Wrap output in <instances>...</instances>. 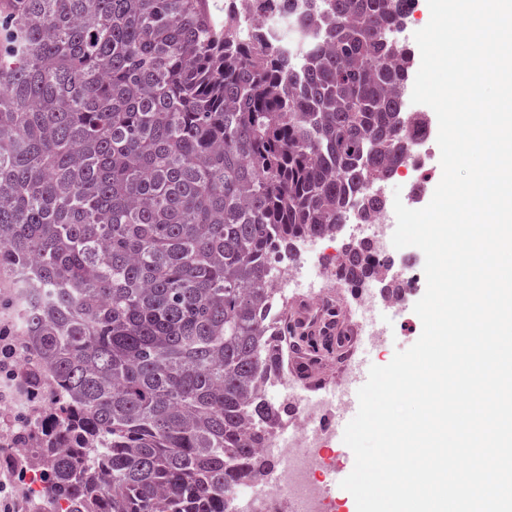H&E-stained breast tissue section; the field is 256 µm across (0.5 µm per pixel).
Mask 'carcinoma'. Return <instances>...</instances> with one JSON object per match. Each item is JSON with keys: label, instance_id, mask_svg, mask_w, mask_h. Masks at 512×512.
<instances>
[{"label": "carcinoma", "instance_id": "1", "mask_svg": "<svg viewBox=\"0 0 512 512\" xmlns=\"http://www.w3.org/2000/svg\"><path fill=\"white\" fill-rule=\"evenodd\" d=\"M408 0H0V369L64 399L0 433L66 512H226L291 406L267 379L331 341L266 318L275 260L343 238L354 291L400 288L347 205L431 127L405 111ZM22 340L34 362L13 366Z\"/></svg>", "mask_w": 512, "mask_h": 512}]
</instances>
